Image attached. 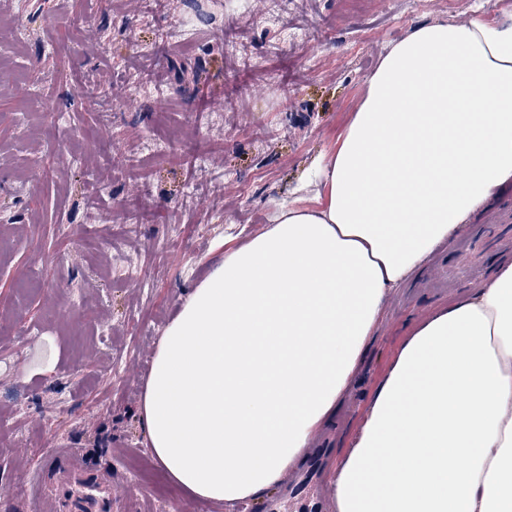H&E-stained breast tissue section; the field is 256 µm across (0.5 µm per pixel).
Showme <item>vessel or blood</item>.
<instances>
[{
  "instance_id": "obj_1",
  "label": "vessel or blood",
  "mask_w": 512,
  "mask_h": 512,
  "mask_svg": "<svg viewBox=\"0 0 512 512\" xmlns=\"http://www.w3.org/2000/svg\"><path fill=\"white\" fill-rule=\"evenodd\" d=\"M29 512H112V472L68 448L52 449L33 476Z\"/></svg>"
}]
</instances>
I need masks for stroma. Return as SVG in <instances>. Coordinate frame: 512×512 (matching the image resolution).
I'll use <instances>...</instances> for the list:
<instances>
[{
    "mask_svg": "<svg viewBox=\"0 0 512 512\" xmlns=\"http://www.w3.org/2000/svg\"><path fill=\"white\" fill-rule=\"evenodd\" d=\"M512 0H0V512L66 442L115 512H273L173 486L139 407L158 343L221 245L312 207L308 176L391 43ZM23 25L15 41V25ZM153 142L159 152L146 153ZM512 262V187L386 299L330 421L348 453L413 325Z\"/></svg>",
    "mask_w": 512,
    "mask_h": 512,
    "instance_id": "1",
    "label": "stroma"
}]
</instances>
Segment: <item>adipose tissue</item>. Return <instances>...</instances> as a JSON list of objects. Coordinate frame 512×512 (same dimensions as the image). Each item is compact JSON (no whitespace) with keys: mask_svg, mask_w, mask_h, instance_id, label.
<instances>
[{"mask_svg":"<svg viewBox=\"0 0 512 512\" xmlns=\"http://www.w3.org/2000/svg\"><path fill=\"white\" fill-rule=\"evenodd\" d=\"M318 177L316 206L215 261L158 346L141 419L196 498L276 487L388 289L512 181V9L393 44ZM331 486L338 512H512V263L413 331Z\"/></svg>","mask_w":512,"mask_h":512,"instance_id":"1","label":"adipose tissue"}]
</instances>
